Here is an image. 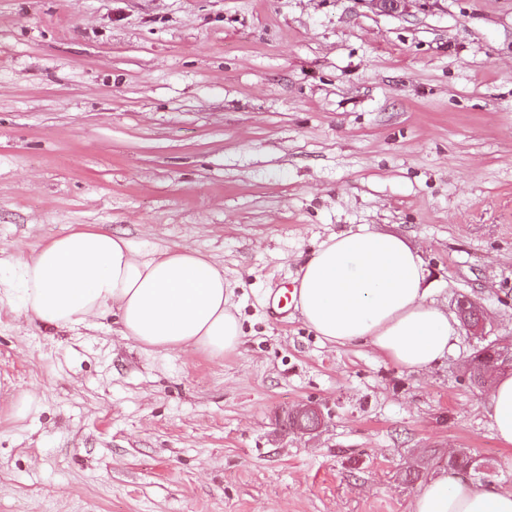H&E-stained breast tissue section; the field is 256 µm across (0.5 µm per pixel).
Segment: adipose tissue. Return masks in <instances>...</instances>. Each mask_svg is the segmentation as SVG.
<instances>
[{"instance_id": "ef3b65f1", "label": "adipose tissue", "mask_w": 512, "mask_h": 512, "mask_svg": "<svg viewBox=\"0 0 512 512\" xmlns=\"http://www.w3.org/2000/svg\"><path fill=\"white\" fill-rule=\"evenodd\" d=\"M417 249L362 225L330 236L298 271L296 307L324 340L365 343L410 370L430 367L458 336L453 317L429 298ZM30 320L67 328L105 312L147 350L195 349L223 357L242 342L224 269L187 247L138 250L102 227L52 238L12 265L0 285ZM484 410L499 442L512 447V372L496 374ZM412 512H512V488H481L447 470L431 477Z\"/></svg>"}]
</instances>
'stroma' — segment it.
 Returning a JSON list of instances; mask_svg holds the SVG:
<instances>
[{"label":"stroma","mask_w":512,"mask_h":512,"mask_svg":"<svg viewBox=\"0 0 512 512\" xmlns=\"http://www.w3.org/2000/svg\"><path fill=\"white\" fill-rule=\"evenodd\" d=\"M361 224L512 336V0H0V276L104 226L222 265L244 332L151 352L1 301L0 512H412L461 450L511 488L466 329L412 372L270 312ZM301 403L318 431L283 425Z\"/></svg>","instance_id":"35a3bbf8"}]
</instances>
